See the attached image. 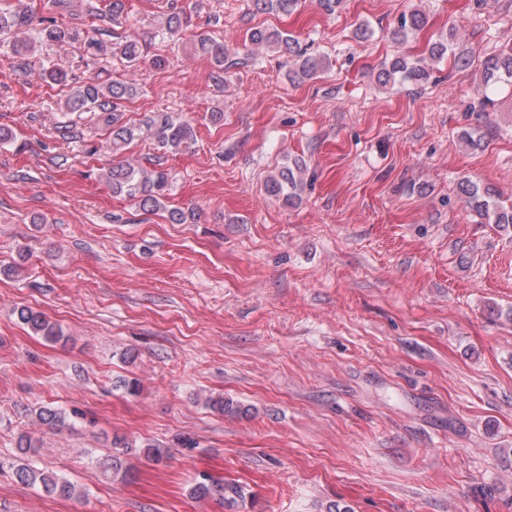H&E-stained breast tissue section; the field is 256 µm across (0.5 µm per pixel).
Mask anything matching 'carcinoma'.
I'll return each mask as SVG.
<instances>
[{"label":"carcinoma","instance_id":"obj_1","mask_svg":"<svg viewBox=\"0 0 512 512\" xmlns=\"http://www.w3.org/2000/svg\"><path fill=\"white\" fill-rule=\"evenodd\" d=\"M298 5L299 0H253L254 8L261 13H289ZM125 13V0H108L102 7L89 3L86 9V15L91 20L107 21L115 26L122 24ZM187 23V14L182 10H174L161 23L158 34L166 39L176 40L187 27ZM425 24V14L419 10H411L398 18L391 32L392 38L403 42L421 30ZM29 25L30 16L24 0H14L5 7L0 6V36L8 40L13 53L24 61L47 45L63 46L76 43L83 46L84 55L81 61L86 66H97L110 59H116L128 68L138 66L143 59L142 48L137 40L124 38L114 42L99 38L98 28L93 24L81 28L67 25L55 17H45L41 19V28L35 35L27 33L26 28ZM456 36L457 30L449 28L445 39L430 45V58L440 60L448 54ZM248 41L253 46L272 48L285 55L288 63L292 64L288 74L291 80L312 79L325 68V58L307 54L291 35L278 29L257 28L250 33ZM192 48L195 52L209 57L218 71H224V66L228 64L224 44L210 35L200 34L193 42ZM105 72L106 69L102 67L99 69L100 76L70 87L63 106L64 114L79 118L85 112L92 113L109 131L113 151L144 137L168 153L178 154L192 148L196 141L193 124L173 112H155L141 125L125 121L121 110L122 104L134 98L138 88L120 79L101 78V74ZM42 76L54 82H66L68 70L56 59L48 57L43 61ZM429 77L428 64L424 60L397 55L381 64L377 73V84L386 87L400 81L421 85L427 82ZM502 78L512 79V50L492 58L487 65L482 89L484 106L494 104L491 94L494 85ZM461 139L473 151H482L486 146L485 136L477 129L464 131ZM305 172L306 167L299 159L282 163L267 177L264 183L266 195L288 205L299 202L301 194L308 186ZM103 177L112 195L132 200L145 211H166L169 220L175 224H184L192 217L189 211L168 208L171 179L170 173L164 169L146 172L139 166L123 160L110 164ZM459 192L465 206L477 215L492 224L505 227L512 225V205L505 206L499 202L496 191L492 188L471 180H463L459 184ZM15 314L19 323L34 336H39L50 343H57L65 338L61 326L51 321L41 311L21 305L15 309ZM205 405L221 415L248 414L247 409L221 394L206 398ZM30 413L40 425L56 430L71 426L73 421L82 417L76 410L69 414L51 404L34 407ZM113 444L116 452L96 459V466L104 476L114 482H122L129 475L127 456L132 453L157 464L166 461L170 455V450L159 444L146 443L138 447L135 442L121 436L115 437ZM38 448L39 439L29 433L20 434L16 440L17 454L8 463L0 460V470L9 468L16 483L37 489L49 496L63 499L84 497V491L65 475L41 467L31 459V455L37 452ZM188 494L193 499H212L226 508L238 506L245 498L241 485L205 472L194 479L188 488Z\"/></svg>","mask_w":512,"mask_h":512}]
</instances>
